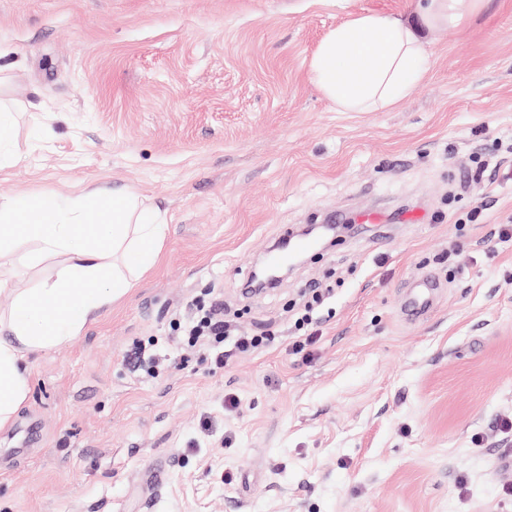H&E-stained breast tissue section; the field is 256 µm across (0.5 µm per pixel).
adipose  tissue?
<instances>
[{
  "mask_svg": "<svg viewBox=\"0 0 512 512\" xmlns=\"http://www.w3.org/2000/svg\"><path fill=\"white\" fill-rule=\"evenodd\" d=\"M481 0H416L397 15L358 14L319 44L310 77L341 112L398 107L427 77L430 34L478 12ZM40 202L0 201V244L26 238L44 256H69L55 280L18 295L0 319V429L26 402L29 358L77 336L132 288L155 260L164 226L127 192L93 187ZM97 223H88L91 213Z\"/></svg>",
  "mask_w": 512,
  "mask_h": 512,
  "instance_id": "ef3b65f1",
  "label": "adipose tissue"
}]
</instances>
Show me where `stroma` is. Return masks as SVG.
Returning a JSON list of instances; mask_svg holds the SVG:
<instances>
[{"label": "stroma", "mask_w": 512, "mask_h": 512, "mask_svg": "<svg viewBox=\"0 0 512 512\" xmlns=\"http://www.w3.org/2000/svg\"><path fill=\"white\" fill-rule=\"evenodd\" d=\"M407 0H0V200L135 191L166 224L155 265L97 322L30 358L0 432V512H512V0L433 35L399 107L340 112L310 79L351 14ZM497 157L475 177L477 158ZM385 209L261 296L285 231ZM421 208L419 224L401 223ZM59 258L0 264L13 294ZM443 285L405 321L411 277ZM331 289L305 351L288 308ZM221 293L216 364L175 318ZM156 340L157 377L136 371ZM157 455L169 467L145 489Z\"/></svg>", "instance_id": "35a3bbf8"}]
</instances>
